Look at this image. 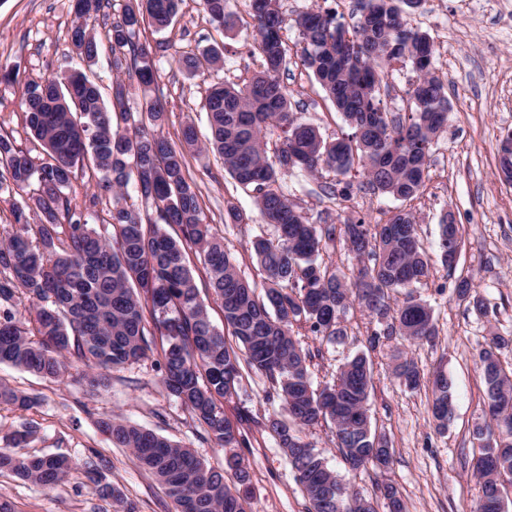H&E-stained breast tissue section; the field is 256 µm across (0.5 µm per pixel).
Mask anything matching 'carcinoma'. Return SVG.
Returning a JSON list of instances; mask_svg holds the SVG:
<instances>
[{
	"mask_svg": "<svg viewBox=\"0 0 512 512\" xmlns=\"http://www.w3.org/2000/svg\"><path fill=\"white\" fill-rule=\"evenodd\" d=\"M180 2L126 0L112 17L105 12L109 0H76L69 45L84 68L23 84L19 67L0 66V84L22 85L25 128L44 151L34 156L12 134L0 131V193L15 198L19 225L0 231V302L20 293L32 306L29 327L11 309L0 308V364L56 378L67 371V356L74 355L87 367L81 379L98 389L105 385V372L146 357L158 336L165 388L221 448L242 443L241 426L250 418L231 420L219 401L232 395L246 375L261 374L271 383L267 399L284 405L287 418L270 419L266 427L295 470L307 512H376L296 434L329 422L351 469L387 467L389 441L371 422L373 364L357 354L339 367L333 383L315 389L309 372L312 353L299 335L304 330L329 341L344 335L340 315L356 304L379 322L390 320L383 331L371 332L372 347L395 333L433 340L438 330L432 309L413 291L428 275L426 252L410 210L400 207L383 223L348 217L338 225L327 215L314 224L284 193L281 181L294 168L311 176L332 173L336 181L321 190L329 199L345 200L351 183L343 178L358 166L373 192L403 203L418 196L451 111L448 87L433 67L434 41L406 19L420 0H359L358 22L351 31L337 20L336 11L320 5L288 19L279 0H245L262 68L241 86L212 85L203 104L210 136L200 140L189 122L176 146L158 132L166 119L157 88L163 44L140 42L137 35L144 25L157 33L167 30ZM199 5L211 21L234 28L231 0H199ZM290 23L302 39L303 65L352 133L328 141L294 112L280 79L288 64L282 33ZM100 26L116 71L108 99L89 74L104 44ZM399 62L410 63L416 73L406 118L385 111L381 100L386 70ZM177 64L194 78L221 68L223 51L185 52ZM124 75L142 88L134 107ZM115 117L124 123L120 130L114 128ZM275 132L280 147L274 164L266 156V137ZM188 151L218 153L231 178L255 193L264 222L276 226V242L261 236L251 241L266 274L265 297H258L240 276L224 238L207 222L195 183L186 175ZM85 171L95 191L80 196L75 183ZM131 183L140 200L154 209V220L143 222L140 210L127 205ZM106 197L112 208L101 216L96 207ZM91 218L98 224L89 223ZM163 224L177 226L179 235L167 233ZM338 239L358 261L352 281L318 261ZM188 248L202 258L207 286L221 303L224 321L241 345L238 351L209 319L186 262ZM439 248L448 269H455L458 228L445 219ZM398 289L407 290L406 299L393 310L390 293ZM456 293L479 314H488L483 299L472 294L469 279L458 280ZM505 344L504 337L493 336L479 354L489 421L473 430L481 441L472 462L481 486L477 512H506L500 488L512 481V370L497 353ZM392 374L409 389L424 379L414 360L401 354ZM432 394V408L446 412L442 418L432 414L442 431L453 413L444 373L433 376ZM0 401L22 408L34 404L2 384ZM98 425L164 485L176 512H251L250 496L240 491L252 488V478L236 456L227 459L234 476L230 485L225 471L151 430L112 416ZM31 434L17 431L12 447L0 448V474L51 491L65 481L69 460L59 454H22ZM379 490L388 512H405L393 485L383 483ZM96 492L122 512H136L119 488L98 483Z\"/></svg>",
	"mask_w": 512,
	"mask_h": 512,
	"instance_id": "carcinoma-1",
	"label": "carcinoma"
}]
</instances>
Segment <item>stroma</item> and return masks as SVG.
Masks as SVG:
<instances>
[{
    "mask_svg": "<svg viewBox=\"0 0 512 512\" xmlns=\"http://www.w3.org/2000/svg\"><path fill=\"white\" fill-rule=\"evenodd\" d=\"M74 4L75 0H0V64L19 66L26 81L60 74L67 66ZM234 10L238 21L227 30L210 20L199 0H183L174 26L143 34L148 41L168 46L158 66L157 83L167 107L162 133L171 142H178L189 120L200 136H207L203 103L212 82L239 83L260 68L262 59L244 0H237ZM407 19L432 37L434 67L448 85L451 103L448 127L432 151L429 178L411 203L429 259V273L416 294L431 307L439 334L431 342L394 335L370 347L368 337L378 324L353 305L341 318L343 339L305 341L306 348L317 353L310 367L317 386L331 381L348 356L363 352L372 361V426L391 445L386 472L370 467L350 470L329 424L307 427L302 436L344 483L374 502H381L378 486L385 482L397 489L406 512H475L481 488L469 471L479 446L473 429L485 420L479 353L491 334L506 338L499 354L503 365L512 367V184L500 172L501 140L512 131V0H424L423 7ZM282 38L288 65L281 82L298 117L318 126L324 137L334 138L344 127L342 117L303 66L297 30L286 27ZM210 45L223 48V69L187 78L177 67L178 53ZM0 128L12 132L24 146H32L24 130L20 87L0 85ZM187 170L208 221L223 236L239 273L263 287L265 273L250 241L257 236L273 241L277 232L273 225L262 223L252 190L236 184L223 159L213 152L188 154ZM331 179L328 173L313 177L294 170L284 177L282 189L314 222L329 211L374 224L398 206L392 197L373 193L357 174L350 179L346 201L329 200L321 187ZM231 205L243 212V223L226 222ZM448 212L461 233L459 258L451 271L438 247L439 224ZM461 277L471 278L488 306L487 316H478L458 300L454 285ZM400 351L408 352L424 373H447L454 415L446 431H437L432 422L430 387L410 390L394 378L393 358ZM159 360V354L153 353L114 369L95 391L80 383L83 365L78 360L68 374L56 379L0 364V383L35 400L28 409L0 403V448L14 431L27 427L34 432L27 453L63 454L76 464L69 478L52 491L2 474L0 498L10 501L15 512H113L111 500L99 497L84 467L94 452L103 482L120 488L137 512H175L165 487L98 427L102 417L117 415L191 448L210 466L223 467L224 449L208 439L203 427L166 390ZM268 388L267 379L253 373L222 401L226 416L252 418L244 426L246 443L236 450L252 474V512H307L306 498L277 438L256 424L258 418L283 414L279 402L267 400Z\"/></svg>",
    "mask_w": 512,
    "mask_h": 512,
    "instance_id": "stroma-1",
    "label": "stroma"
}]
</instances>
